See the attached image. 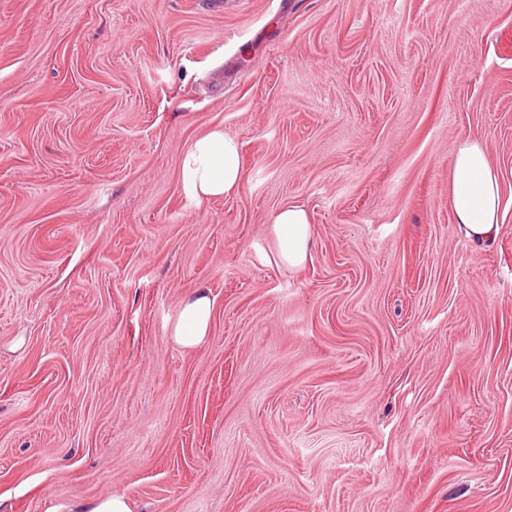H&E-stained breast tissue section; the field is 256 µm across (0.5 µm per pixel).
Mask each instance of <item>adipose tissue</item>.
I'll use <instances>...</instances> for the list:
<instances>
[{
	"mask_svg": "<svg viewBox=\"0 0 512 512\" xmlns=\"http://www.w3.org/2000/svg\"><path fill=\"white\" fill-rule=\"evenodd\" d=\"M450 166V203L459 234L490 244L499 236L502 224V180L483 144L467 137L453 147ZM243 178L240 146L223 129H211L193 140L181 167L184 193L199 202L216 199L237 189ZM275 239L273 261L289 268L305 264L312 237L307 210L293 204L273 217ZM212 301L200 290L186 298L172 325L174 343L194 348L203 344L211 330Z\"/></svg>",
	"mask_w": 512,
	"mask_h": 512,
	"instance_id": "obj_1",
	"label": "adipose tissue"
}]
</instances>
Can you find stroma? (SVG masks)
I'll use <instances>...</instances> for the list:
<instances>
[{"mask_svg":"<svg viewBox=\"0 0 512 512\" xmlns=\"http://www.w3.org/2000/svg\"><path fill=\"white\" fill-rule=\"evenodd\" d=\"M214 127L243 180L199 203ZM466 137L502 175L489 246L453 222ZM116 493L512 512V0H0V512ZM242 178L239 143L224 134V129L214 128L201 134L187 148L181 167V185L183 192L197 202L230 194ZM311 228L309 214L303 206L293 204L280 209L271 225L275 239L272 261L288 268L303 266L310 255ZM212 315V300L207 292H195L180 307L170 331L172 341L185 348L203 344L210 334Z\"/></svg>","mask_w":512,"mask_h":512,"instance_id":"35a3bbf8","label":"stroma"}]
</instances>
